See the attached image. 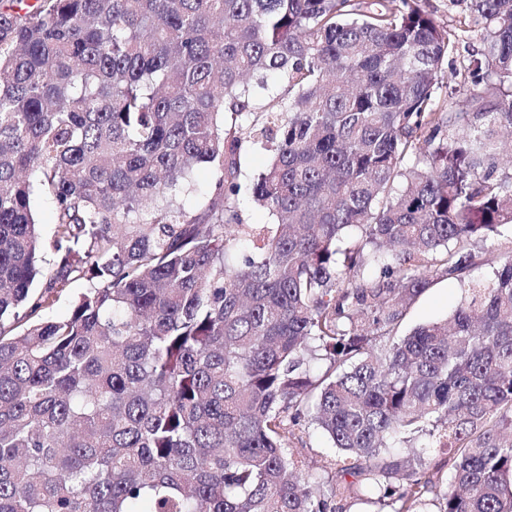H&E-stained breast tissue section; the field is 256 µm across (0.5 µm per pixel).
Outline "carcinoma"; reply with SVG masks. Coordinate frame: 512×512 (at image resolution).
I'll list each match as a JSON object with an SVG mask.
<instances>
[{
  "mask_svg": "<svg viewBox=\"0 0 512 512\" xmlns=\"http://www.w3.org/2000/svg\"><path fill=\"white\" fill-rule=\"evenodd\" d=\"M463 2L485 65L445 114L463 39L419 0H0V512H336L286 453L305 420L338 497L512 512V257L470 279L512 224V173L484 169L512 128V0ZM248 141L270 160L244 182ZM438 277L461 305L397 335ZM418 435L448 488L391 451ZM466 34L468 35L466 36L468 39H465V41H467V52L463 51L460 56H448V58L444 59L442 64L445 77H449V87H443L442 90L439 91V105L442 112H462L469 109L466 107L465 95L455 92L454 88L457 86V83L463 81L464 75L468 72L467 66L469 63L472 62L470 66L471 69L474 65L473 61L483 59V57L480 54L482 44L479 36L474 32H468ZM454 73H459L456 79L453 78ZM215 177L216 174L210 166L202 164L197 167L193 174V192L183 197L185 206L188 208L196 206L208 192ZM38 220L41 224L42 246L49 253V244L55 224V211L50 199L37 197L35 199ZM474 248L482 254L483 262L473 268L471 277L492 279L499 266L512 255V225L502 226L497 234L487 241L477 242ZM87 286V283L83 280L72 283L70 290L62 294L59 299H57L54 304L47 309L48 315L52 318L64 317L68 313L72 298L78 293L84 291Z\"/></svg>",
  "mask_w": 512,
  "mask_h": 512,
  "instance_id": "carcinoma-1",
  "label": "carcinoma"
}]
</instances>
